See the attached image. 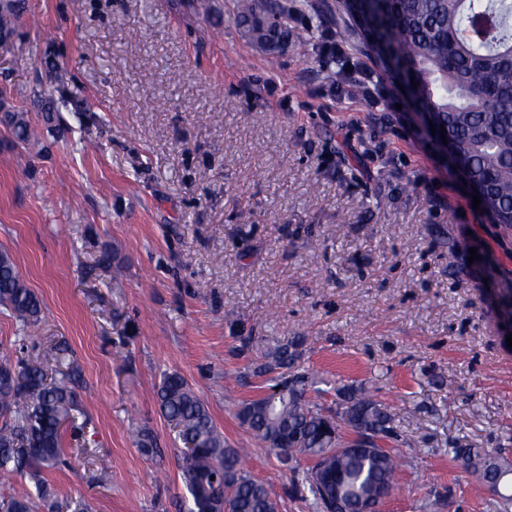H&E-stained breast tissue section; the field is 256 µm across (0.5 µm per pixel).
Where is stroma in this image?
Returning a JSON list of instances; mask_svg holds the SVG:
<instances>
[{"label": "stroma", "instance_id": "35a3bbf8", "mask_svg": "<svg viewBox=\"0 0 512 512\" xmlns=\"http://www.w3.org/2000/svg\"><path fill=\"white\" fill-rule=\"evenodd\" d=\"M235 3L204 19L192 0H24L0 43V113H27L43 143L0 122V251L44 311L29 340L0 313V353L76 372L55 505L186 512L156 399L176 372L278 512H311L235 417L269 385L253 360L309 336L306 367L372 387L394 418L403 467L381 512H427L436 492L438 512H495L449 450L512 451V234L474 209L396 81L376 107L330 89L298 23L303 52L270 62ZM49 60L76 104L51 123L31 103ZM458 241L477 261L449 263Z\"/></svg>", "mask_w": 512, "mask_h": 512}]
</instances>
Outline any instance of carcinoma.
Returning a JSON list of instances; mask_svg holds the SVG:
<instances>
[{
  "instance_id": "1",
  "label": "carcinoma",
  "mask_w": 512,
  "mask_h": 512,
  "mask_svg": "<svg viewBox=\"0 0 512 512\" xmlns=\"http://www.w3.org/2000/svg\"><path fill=\"white\" fill-rule=\"evenodd\" d=\"M21 0H0V37L8 39L22 15ZM342 40L359 34L394 42L413 73L417 99L448 129L472 181L487 195L498 223L512 224V0H384L382 25L361 0H336ZM277 0H237V23L270 53L294 50V38ZM45 112L70 103L33 90ZM4 121L20 143L35 141L26 112H7ZM0 306L28 333L43 318L38 296L27 287L11 256L0 252ZM307 337L295 336L261 355L255 373L271 375L263 395L242 403L240 424L262 446L277 453L292 487L312 496V512H329L317 476L343 481L344 512H378L380 497L395 489L399 457L336 452L343 430L365 429L398 440L393 416L362 384L334 387L335 402L311 399L314 374L301 362ZM161 413L173 425L187 454L182 481L192 500L189 512H278L266 485L249 475L241 454L229 447L207 404L183 376L163 375L157 390ZM77 409L69 373L51 377L41 366L0 356V478L16 475L34 483L43 499L51 490L43 471L64 463L60 428ZM467 473L497 497L496 512H512V458L502 449L450 448ZM316 464L301 467V460ZM0 512H32L27 496L0 495Z\"/></svg>"
}]
</instances>
